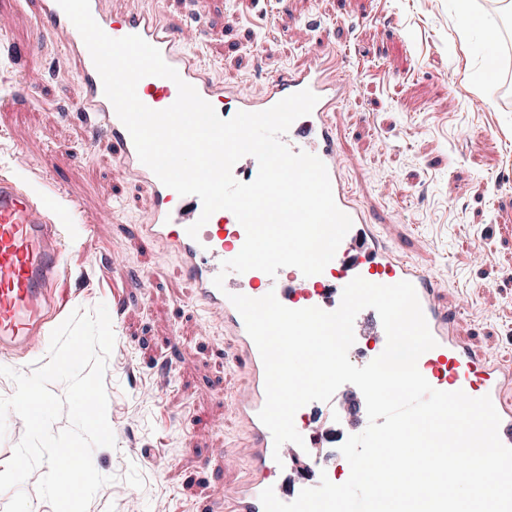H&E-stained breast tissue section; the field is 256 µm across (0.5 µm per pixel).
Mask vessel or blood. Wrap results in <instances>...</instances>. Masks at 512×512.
I'll return each mask as SVG.
<instances>
[{
  "mask_svg": "<svg viewBox=\"0 0 512 512\" xmlns=\"http://www.w3.org/2000/svg\"><path fill=\"white\" fill-rule=\"evenodd\" d=\"M39 7L53 32L65 33L66 43L77 57L78 73L85 88L80 105L82 116L110 137L122 167L143 182L154 198V208L147 221L138 225V234L149 243H166L179 255L194 286L197 306L205 314L223 319L236 337L240 355L247 364L250 388L237 399L236 407L251 436L252 473L225 493L219 512H264L260 494L269 487L280 501H294L300 486H286L277 474L281 466L295 463L300 456L313 472L311 486H318L322 461L311 453L302 455V447L311 450L324 441L325 433L320 426L334 423L337 406L365 403L357 387L343 384L331 401H314L300 408L301 419L295 427L304 439L303 445L288 442L275 446L271 432L259 418L266 401L264 365L241 315L230 301L234 294L260 298L272 292L286 307H317L330 312L339 307L342 290L354 277L386 285L402 280L411 282L437 342L419 362L420 373L441 391L461 390L472 397L490 396L501 419L500 439L512 447V367L476 353L458 336L457 312L442 304L438 284L406 250L387 242L355 188L343 177L332 114L346 97L347 82L339 74L335 56H319L310 65L288 69L271 79L266 93L257 98L213 81L206 65L157 10L112 15L100 9L98 0H91L92 16L108 36L137 34L158 48L164 61L194 86L221 118H232L241 111L266 110L304 89L318 97L312 112L296 119L282 140L290 150L315 155L325 164L335 202L351 217V229L319 274L307 277L295 267L279 269L273 277L259 270L225 274L221 271L223 261L234 258L245 241V231L235 215L225 212L222 230L204 227L198 237L188 235V227L201 215V200L194 195H178L141 163L128 130L104 94L102 80L81 35L56 0H39ZM137 95L149 108L162 110L174 103L178 90L169 79L148 76L138 83ZM70 213V207L56 197L33 200L16 180L0 178V354L22 355L30 351L43 341L50 322L63 309L58 281L63 229ZM220 273L225 281L219 289L213 279ZM353 330L355 344L348 351L349 357H356L360 343L368 338L374 341V354L384 350L386 335L374 309L361 310Z\"/></svg>",
  "mask_w": 512,
  "mask_h": 512,
  "instance_id": "obj_1",
  "label": "vessel or blood"
}]
</instances>
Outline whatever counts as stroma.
<instances>
[{
  "label": "stroma",
  "instance_id": "1",
  "mask_svg": "<svg viewBox=\"0 0 512 512\" xmlns=\"http://www.w3.org/2000/svg\"><path fill=\"white\" fill-rule=\"evenodd\" d=\"M159 10L214 81L259 95L290 67L344 59L333 114L344 176L387 240L402 243L458 308L475 349L512 362V16L460 36L455 0H102ZM496 55L492 80L481 78ZM77 62L34 0H0V178L75 206L59 286L65 312L105 304L115 345L105 386L115 444L88 512H196L248 475L235 400L250 378L223 321L202 316L176 253L135 226L148 189L85 124ZM484 102L482 110L471 101ZM225 449L227 460L212 458Z\"/></svg>",
  "mask_w": 512,
  "mask_h": 512
}]
</instances>
